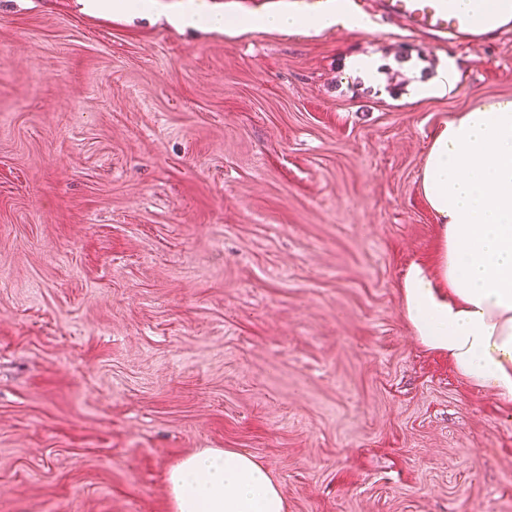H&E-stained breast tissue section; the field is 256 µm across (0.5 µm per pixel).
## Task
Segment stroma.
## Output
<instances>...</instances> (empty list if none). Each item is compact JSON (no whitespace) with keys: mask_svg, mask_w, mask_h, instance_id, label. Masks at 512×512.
<instances>
[{"mask_svg":"<svg viewBox=\"0 0 512 512\" xmlns=\"http://www.w3.org/2000/svg\"><path fill=\"white\" fill-rule=\"evenodd\" d=\"M192 3L237 30L173 25ZM295 9L0 0V512H171L203 448L252 456L287 512H512V401L397 288L437 244L431 136L512 97V30L249 28ZM356 53L394 60L383 91ZM447 56L454 87L414 100ZM84 0V8L90 12H107L122 15L131 11L149 12L154 7V0ZM380 61L374 55L351 56L345 60L347 72L354 78L361 79L373 89L383 85V75L380 71Z\"/></svg>","mask_w":512,"mask_h":512,"instance_id":"35a3bbf8","label":"stroma"}]
</instances>
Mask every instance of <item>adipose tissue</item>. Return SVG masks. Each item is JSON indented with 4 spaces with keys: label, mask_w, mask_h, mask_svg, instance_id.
I'll return each instance as SVG.
<instances>
[{
    "label": "adipose tissue",
    "mask_w": 512,
    "mask_h": 512,
    "mask_svg": "<svg viewBox=\"0 0 512 512\" xmlns=\"http://www.w3.org/2000/svg\"><path fill=\"white\" fill-rule=\"evenodd\" d=\"M363 27L341 10L270 14L255 27L295 33ZM422 195L440 227L435 264L411 263L402 315L458 376L512 401V98L485 99L444 121L423 166ZM171 512H286L267 470L250 456L201 449L167 474Z\"/></svg>",
    "instance_id": "1"
}]
</instances>
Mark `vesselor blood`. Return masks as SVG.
Returning a JSON list of instances; mask_svg holds the SVG:
<instances>
[{"label": "vessel or blood", "mask_w": 512, "mask_h": 512, "mask_svg": "<svg viewBox=\"0 0 512 512\" xmlns=\"http://www.w3.org/2000/svg\"><path fill=\"white\" fill-rule=\"evenodd\" d=\"M472 11L463 12L456 0H380L383 16L414 31L450 37L475 50L490 48L496 36L512 28V0H496L485 9L484 0H472Z\"/></svg>", "instance_id": "vessel-or-blood-1"}]
</instances>
